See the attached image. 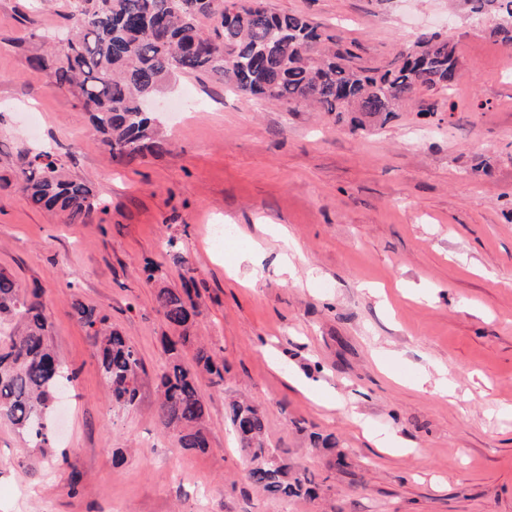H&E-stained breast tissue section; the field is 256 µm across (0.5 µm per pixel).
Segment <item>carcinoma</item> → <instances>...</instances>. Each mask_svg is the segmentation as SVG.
Returning a JSON list of instances; mask_svg holds the SVG:
<instances>
[{"instance_id":"cac0c4a2","label":"carcinoma","mask_w":512,"mask_h":512,"mask_svg":"<svg viewBox=\"0 0 512 512\" xmlns=\"http://www.w3.org/2000/svg\"><path fill=\"white\" fill-rule=\"evenodd\" d=\"M223 0H66L71 36L58 50L28 56L30 66L60 89L72 92L90 115L93 129L119 161L168 143L159 121L144 105L171 78L201 70L237 92L281 106L319 112L390 115L420 88L450 90L457 80L456 46L422 33L384 68L352 63L341 39L298 13L275 12L266 0H233L235 14L224 15ZM471 14L492 15L490 36L512 47V0H458ZM0 186L18 185L35 208L61 213L70 224H84L102 202L83 181L67 177L49 150L14 167ZM159 311L177 336L164 341L167 355L159 374L157 415L176 433L179 447L208 448V409L199 393V375L224 385V361L202 343H193L199 314L192 289L161 288ZM74 316L99 342V358L112 401L135 403L145 368L138 350L108 316L80 300ZM194 347V366L183 352ZM76 373L64 367L48 341L47 318L25 290L0 273V419L9 421L38 448L51 443L50 405ZM227 418L240 448L250 455L247 481L285 501L315 498L318 486L290 472L268 448L260 405L232 401Z\"/></svg>"}]
</instances>
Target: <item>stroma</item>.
<instances>
[{
	"mask_svg": "<svg viewBox=\"0 0 512 512\" xmlns=\"http://www.w3.org/2000/svg\"><path fill=\"white\" fill-rule=\"evenodd\" d=\"M268 3L327 25L369 67L439 33L457 46L458 79L356 126L183 74L166 92L191 95L181 127L162 123L169 152L120 162L27 63L65 32L60 0H0V176L49 147L107 205L67 224L0 189V272L43 304L50 344L77 373L50 447L0 419V512H512V50L490 37L492 18H449L448 0ZM216 221L232 229L220 243ZM283 228L291 276L276 262ZM255 245L251 287L232 260ZM186 286L196 335L224 361L223 387L199 378L202 452L156 416L172 330L155 295ZM77 299L138 350L135 405L113 402ZM442 378L452 394L435 392ZM241 399L262 407L270 447L314 477L318 498L285 503L245 480L225 416ZM328 436L344 469L314 445ZM377 437L404 446L385 452Z\"/></svg>",
	"mask_w": 512,
	"mask_h": 512,
	"instance_id": "35a3bbf8",
	"label": "stroma"
}]
</instances>
